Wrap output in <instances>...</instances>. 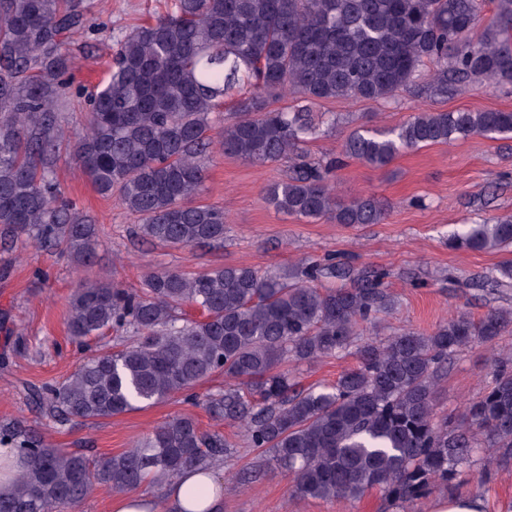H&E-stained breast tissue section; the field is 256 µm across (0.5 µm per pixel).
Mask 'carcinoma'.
I'll list each match as a JSON object with an SVG mask.
<instances>
[{
	"instance_id": "obj_1",
	"label": "carcinoma",
	"mask_w": 512,
	"mask_h": 512,
	"mask_svg": "<svg viewBox=\"0 0 512 512\" xmlns=\"http://www.w3.org/2000/svg\"><path fill=\"white\" fill-rule=\"evenodd\" d=\"M483 0H174L171 11L135 26L91 91L72 89L66 42L86 29L83 0H0V244L24 236L64 247L78 264L94 256L97 227L64 201L51 164L64 138L59 107L87 112L72 158L102 195L117 193L141 233L172 246L224 244V212L199 204L212 160V115L244 86L237 119L224 125V154L256 163L284 160L288 174L266 199L290 216L378 224L372 195L340 199L330 173L348 160L375 168L404 150L512 132V112H414L401 125L364 129L324 164L302 150L315 133L312 105L379 100L413 86L427 70L433 92L448 76L512 82V0L481 24ZM296 93L303 104L271 107ZM449 245L473 251L512 245V217L477 224ZM349 273L303 263L261 272L220 266L195 275L153 272L130 292L81 283L69 300L68 332L85 341L132 330V344L89 358L65 382L32 392L59 421L107 419L139 403L192 390L218 373L230 380L207 396L217 421L242 425L254 448L289 475L296 498L359 500L378 489L394 505L453 491L479 440L512 460V357H494L493 383L455 420L437 417L438 371L473 344L512 330V308L478 320L458 313L430 333L396 332L356 344L360 328L394 300L386 273L344 288L313 282ZM196 306L202 319L179 315ZM356 348L358 364L336 384L303 388L284 368ZM231 444L179 416L120 454L89 459L46 443L18 421L0 425V452L21 467L0 493V512H70L105 488L134 492L220 460Z\"/></svg>"
}]
</instances>
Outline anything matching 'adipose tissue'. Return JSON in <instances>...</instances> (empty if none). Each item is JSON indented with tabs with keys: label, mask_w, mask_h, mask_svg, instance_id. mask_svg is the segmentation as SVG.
Wrapping results in <instances>:
<instances>
[{
	"label": "adipose tissue",
	"mask_w": 512,
	"mask_h": 512,
	"mask_svg": "<svg viewBox=\"0 0 512 512\" xmlns=\"http://www.w3.org/2000/svg\"><path fill=\"white\" fill-rule=\"evenodd\" d=\"M207 486L204 497L206 512H222L224 495L221 491L222 480L215 467H207L204 471L189 473L167 486L162 503L152 499H138L134 495L117 496L113 502V512H157L158 507H165L166 512H184L190 505L192 492L200 486Z\"/></svg>",
	"instance_id": "obj_1"
}]
</instances>
